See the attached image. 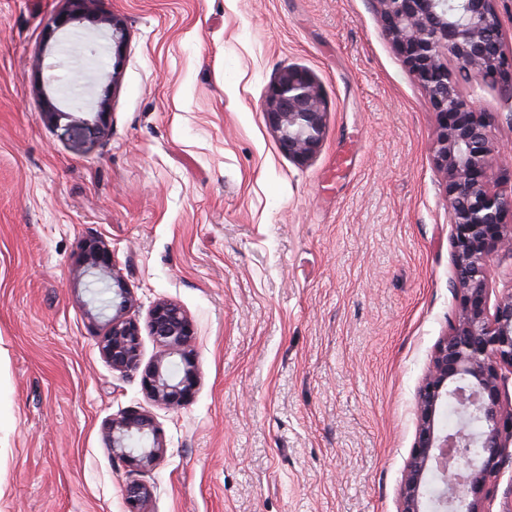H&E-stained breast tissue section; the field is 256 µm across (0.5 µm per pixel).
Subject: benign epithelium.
Instances as JSON below:
<instances>
[{"label": "benign epithelium", "instance_id": "7a95c632", "mask_svg": "<svg viewBox=\"0 0 512 512\" xmlns=\"http://www.w3.org/2000/svg\"><path fill=\"white\" fill-rule=\"evenodd\" d=\"M52 29L80 19L88 0H69ZM498 0H377L384 30L426 91L438 129L433 143L436 163L446 174L448 219L452 224L455 312L437 343L416 395L418 429L399 492V512H424L429 473L442 488L432 500L434 512H485L482 494L512 463V406L502 394L512 378V289L493 294L488 268L493 256H512V180L491 177L492 149L487 114L478 111L459 76L470 85H492L512 96V58L501 48ZM110 26L112 57L120 59L127 39L114 18ZM282 152L297 162L319 149L325 107L313 76L287 67L271 86L262 109ZM90 269L112 268L107 245L91 241L83 252ZM110 310L98 347L112 370L141 372L148 398L167 408L194 393L198 368L195 330L176 303L160 300L148 313L147 326L159 356L141 366V326L127 315L132 296L121 277L104 283ZM455 405L459 428L435 427L437 410ZM102 434L112 456L139 471L151 469L165 453L153 416L124 413L105 422ZM152 487L131 479L124 486L128 512H145Z\"/></svg>", "mask_w": 512, "mask_h": 512}]
</instances>
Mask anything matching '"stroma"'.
Listing matches in <instances>:
<instances>
[{"mask_svg": "<svg viewBox=\"0 0 512 512\" xmlns=\"http://www.w3.org/2000/svg\"><path fill=\"white\" fill-rule=\"evenodd\" d=\"M69 7L0 0V512H127L136 477L148 512H398L454 269L437 116L374 0H92L47 36ZM287 66L326 105L303 163L261 110ZM72 85L106 100L105 132L71 111ZM470 99L512 177V97ZM94 238L131 317L169 300L193 321L184 405L101 356ZM132 411L166 448L139 474L102 435ZM152 496V487L139 479H131L124 486V498L128 512H146L145 507Z\"/></svg>", "mask_w": 512, "mask_h": 512, "instance_id": "1", "label": "stroma"}]
</instances>
